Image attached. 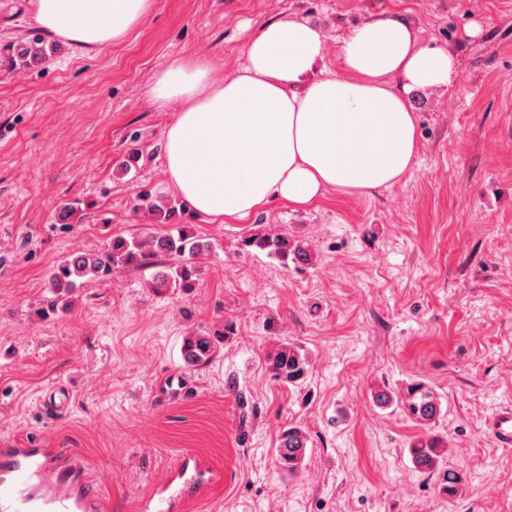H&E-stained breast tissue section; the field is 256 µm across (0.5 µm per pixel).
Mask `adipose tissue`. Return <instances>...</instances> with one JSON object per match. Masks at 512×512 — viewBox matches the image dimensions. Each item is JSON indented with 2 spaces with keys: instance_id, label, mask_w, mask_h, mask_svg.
<instances>
[{
  "instance_id": "adipose-tissue-1",
  "label": "adipose tissue",
  "mask_w": 512,
  "mask_h": 512,
  "mask_svg": "<svg viewBox=\"0 0 512 512\" xmlns=\"http://www.w3.org/2000/svg\"><path fill=\"white\" fill-rule=\"evenodd\" d=\"M151 8L152 0H35V21L68 44L101 49ZM325 54L317 25L287 18L253 36L223 81L203 58L162 71L154 99L181 104L163 132L168 185L200 215L227 222L272 199L306 207L331 188L368 194L400 183L419 150L409 95L448 87L452 57L418 46L391 17L354 28L338 71L313 78Z\"/></svg>"
}]
</instances>
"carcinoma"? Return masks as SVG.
Instances as JSON below:
<instances>
[{
  "instance_id": "carcinoma-1",
  "label": "carcinoma",
  "mask_w": 512,
  "mask_h": 512,
  "mask_svg": "<svg viewBox=\"0 0 512 512\" xmlns=\"http://www.w3.org/2000/svg\"><path fill=\"white\" fill-rule=\"evenodd\" d=\"M45 58L43 42L40 39L21 41L11 47L8 63L12 66H35ZM261 250L268 251L283 260L291 259L306 264L310 260L307 250L299 241L288 236L262 237L251 241ZM211 250L209 242L191 231L190 225L180 224L177 233L148 235L127 239L123 236L111 238L108 247L97 253H77L54 268L48 281L50 292L55 299L50 301L48 310L57 309L56 297L61 293H71L79 287V279L92 275L106 279L114 270L135 265L153 267L160 256H177L180 264L154 273L150 287L162 293L171 288L189 291L195 287L200 274L196 260ZM222 336H187L183 339L182 356L192 367L208 364L219 349ZM268 369L272 376L287 384L297 385L308 373V362L301 350L295 346L282 344L267 355ZM405 414L418 424L427 426L440 412L438 395L428 386L419 382L406 387L398 399ZM308 448L306 432L295 425L283 428L278 437L277 456L282 469L294 473L305 460ZM414 465L427 471L435 467L439 457L438 441L431 435L415 439L409 448Z\"/></svg>"
}]
</instances>
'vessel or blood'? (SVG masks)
<instances>
[{
    "mask_svg": "<svg viewBox=\"0 0 512 512\" xmlns=\"http://www.w3.org/2000/svg\"><path fill=\"white\" fill-rule=\"evenodd\" d=\"M496 442L512 446V410L494 415ZM82 457L66 448H7L0 452V512H102L100 487L89 484ZM224 473L203 459L181 464L142 503L143 512H175L182 488L219 484Z\"/></svg>",
    "mask_w": 512,
    "mask_h": 512,
    "instance_id": "1",
    "label": "vessel or blood"
}]
</instances>
